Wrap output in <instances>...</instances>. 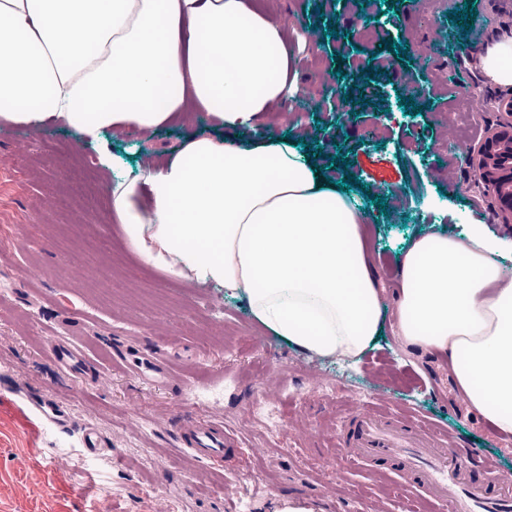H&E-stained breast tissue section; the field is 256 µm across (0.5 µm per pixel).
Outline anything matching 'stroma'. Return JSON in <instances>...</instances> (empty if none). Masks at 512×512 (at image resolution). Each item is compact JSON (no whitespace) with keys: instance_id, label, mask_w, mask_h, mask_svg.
<instances>
[{"instance_id":"35a3bbf8","label":"stroma","mask_w":512,"mask_h":512,"mask_svg":"<svg viewBox=\"0 0 512 512\" xmlns=\"http://www.w3.org/2000/svg\"><path fill=\"white\" fill-rule=\"evenodd\" d=\"M260 2L295 14L288 39L301 47L297 94L273 114L271 131L297 128L328 176L360 181L350 194L371 217L373 268L397 262L420 234L461 239L474 224L506 241L502 261L512 268V223L465 161L487 128L508 120L512 88L488 81L476 59L512 31V0H474L468 31L453 17L464 0H424L410 13L392 0L361 9L350 0ZM394 43L427 51L400 60ZM338 70L350 88L343 104L329 90ZM450 116L467 123L465 140L443 139ZM213 131L201 113L105 137L114 170L133 176L145 157L163 163L181 140ZM18 132L0 126V512H273L282 497L315 512H432L392 471L364 472L338 447L352 397L418 416L512 473V435L438 397L442 384L458 392L445 360L401 350L397 276L378 279L384 327L359 362L302 352L259 325L245 296L143 263L101 191L111 172L94 149L72 150L75 129L46 124L21 151ZM329 144L347 164L324 157ZM19 234L24 246L12 247ZM57 343L83 350L80 374L59 370ZM128 347L167 359L174 381L131 376L116 357ZM44 394L69 415L68 428L38 429L22 416ZM210 418L241 444L218 474L180 443L187 420ZM88 425L104 441L93 456L82 449Z\"/></svg>"}]
</instances>
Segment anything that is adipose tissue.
Masks as SVG:
<instances>
[{
	"label": "adipose tissue",
	"instance_id": "adipose-tissue-1",
	"mask_svg": "<svg viewBox=\"0 0 512 512\" xmlns=\"http://www.w3.org/2000/svg\"><path fill=\"white\" fill-rule=\"evenodd\" d=\"M298 58L249 0H0V123L77 129L102 168L114 128L151 132L204 112L216 134L186 138L165 164L107 187L137 255L171 276L246 293L253 318L290 345L354 360L380 331L382 290L347 191L298 136L240 142L283 106ZM512 88V32L481 56ZM481 226L425 234L400 261L393 332L410 356L447 359L468 408L512 434V270Z\"/></svg>",
	"mask_w": 512,
	"mask_h": 512
}]
</instances>
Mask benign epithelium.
Segmentation results:
<instances>
[{"mask_svg":"<svg viewBox=\"0 0 512 512\" xmlns=\"http://www.w3.org/2000/svg\"><path fill=\"white\" fill-rule=\"evenodd\" d=\"M467 161L479 180L495 187L500 211L512 220V121L486 131L483 139L467 150Z\"/></svg>","mask_w":512,"mask_h":512,"instance_id":"7a95c632","label":"benign epithelium"}]
</instances>
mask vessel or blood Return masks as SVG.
Wrapping results in <instances>:
<instances>
[{"label":"vessel or blood","instance_id":"1","mask_svg":"<svg viewBox=\"0 0 512 512\" xmlns=\"http://www.w3.org/2000/svg\"><path fill=\"white\" fill-rule=\"evenodd\" d=\"M121 360L136 377L162 382L172 378L164 361L139 349H127ZM30 405L46 422L67 420L48 397L31 400ZM337 438L353 463L367 469L389 466L407 478L419 497L443 512H512V476L499 472L491 461L455 448L427 424L355 399ZM181 440L191 455L209 465L223 463L239 446L237 437L216 419L186 425Z\"/></svg>","mask_w":512,"mask_h":512}]
</instances>
